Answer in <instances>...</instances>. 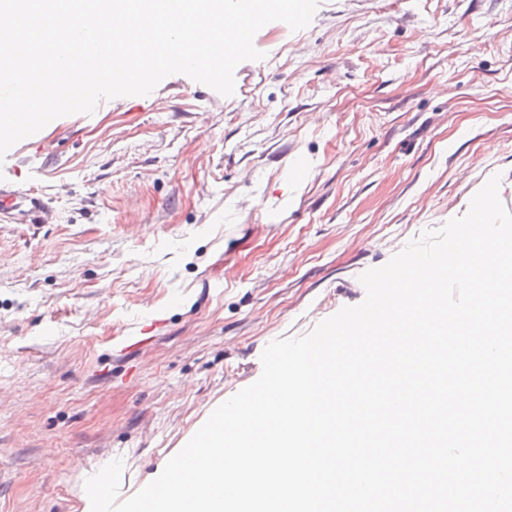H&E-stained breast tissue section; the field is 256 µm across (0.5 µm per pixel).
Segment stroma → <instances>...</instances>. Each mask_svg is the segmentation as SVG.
<instances>
[{
  "mask_svg": "<svg viewBox=\"0 0 512 512\" xmlns=\"http://www.w3.org/2000/svg\"><path fill=\"white\" fill-rule=\"evenodd\" d=\"M254 45L235 96L174 74L0 165L53 210L0 221V512H90L84 481L115 460L132 496L271 341L512 181V0H320Z\"/></svg>",
  "mask_w": 512,
  "mask_h": 512,
  "instance_id": "obj_1",
  "label": "stroma"
}]
</instances>
